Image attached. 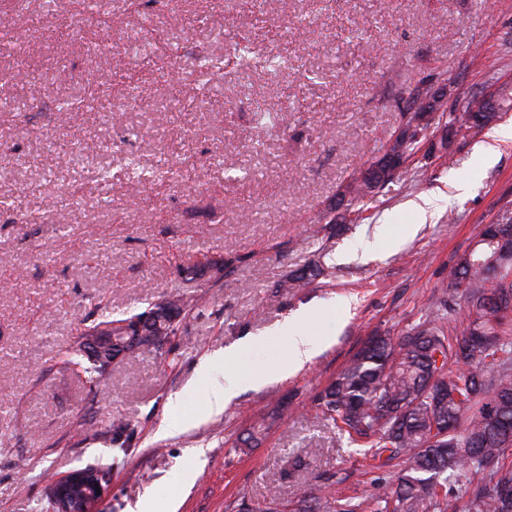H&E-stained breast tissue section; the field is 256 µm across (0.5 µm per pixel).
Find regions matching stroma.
<instances>
[{"instance_id":"1","label":"stroma","mask_w":512,"mask_h":512,"mask_svg":"<svg viewBox=\"0 0 512 512\" xmlns=\"http://www.w3.org/2000/svg\"><path fill=\"white\" fill-rule=\"evenodd\" d=\"M277 53L287 68H266ZM202 54L224 60L206 87ZM425 79L451 107L512 89V0H0V512H53L51 473L87 465L110 470L100 512L170 500L238 512L314 483L361 500L394 480L396 463L375 467L314 398L368 336L424 322L457 257L512 209V138L500 136L512 108L448 154L429 128L389 187L343 200ZM86 93L106 108L60 121L59 103ZM127 158L180 176L131 182ZM317 253L328 276L280 291ZM230 254L211 287L200 269ZM174 290L203 307L172 346L125 358L92 388L62 363L86 326ZM305 312L319 354L252 388L285 356L282 323ZM246 337L240 390L209 412L198 368ZM283 405L287 428L235 451L260 411Z\"/></svg>"}]
</instances>
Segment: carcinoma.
<instances>
[{
  "instance_id": "cac0c4a2",
  "label": "carcinoma",
  "mask_w": 512,
  "mask_h": 512,
  "mask_svg": "<svg viewBox=\"0 0 512 512\" xmlns=\"http://www.w3.org/2000/svg\"><path fill=\"white\" fill-rule=\"evenodd\" d=\"M419 103L406 127L390 139L383 156L393 165L370 167L354 174L346 193L355 199L372 195L393 182L398 169L414 153L428 126L419 123L440 102ZM500 119V107L484 103L448 112L439 143L444 150L462 132L484 128ZM496 246L484 242L467 250L448 270V297L432 319L396 337L371 336L345 368L316 398L322 416L341 434L371 450L387 463L400 460L395 483L372 496L373 512H422L431 505L437 512H456L448 479L464 481L468 489L465 512H512V255L495 257ZM328 273L317 256L288 275L281 287L310 286ZM466 301V327L452 335L449 312L457 298ZM163 306L176 312L178 321L142 324L143 340L137 351L161 350L177 335L180 324L196 315L200 299L179 291L152 302L148 310ZM143 316L103 320L86 327L75 346L66 351L67 362L86 360L82 381L92 387L109 374L104 363L86 356L88 341L112 338V357L129 349L128 325ZM442 361H437L435 355ZM270 424L253 425L240 444L249 449ZM241 512H331V500L318 486L288 503L273 492L264 505H246Z\"/></svg>"
}]
</instances>
